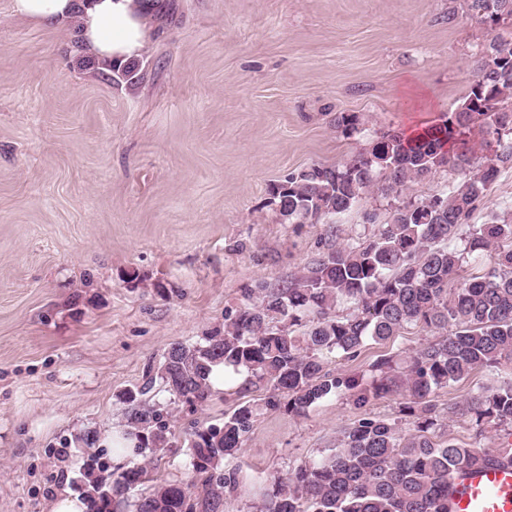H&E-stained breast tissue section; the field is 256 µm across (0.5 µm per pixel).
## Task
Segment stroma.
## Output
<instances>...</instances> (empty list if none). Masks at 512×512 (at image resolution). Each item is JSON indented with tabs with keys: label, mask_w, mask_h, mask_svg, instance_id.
<instances>
[{
	"label": "stroma",
	"mask_w": 512,
	"mask_h": 512,
	"mask_svg": "<svg viewBox=\"0 0 512 512\" xmlns=\"http://www.w3.org/2000/svg\"><path fill=\"white\" fill-rule=\"evenodd\" d=\"M0 0V512H48L98 436L109 466L125 428L119 393L139 385L170 344L223 325L242 289L291 278L318 253L372 235L368 194L339 224H284L271 187L333 165L388 131L409 132L454 111L492 31L467 0H159L160 36L138 78L68 54L62 35L13 18ZM340 112L368 119L348 136ZM512 215V169L474 212ZM417 329L368 345L353 370L433 341ZM512 369L478 370L437 392L440 424L457 444L494 448L507 427L476 433L449 403ZM268 389L182 405L165 480L191 478L184 439L248 401L260 411L226 512H251L267 479L334 447L359 411L332 399L298 416L264 406Z\"/></svg>",
	"instance_id": "obj_1"
}]
</instances>
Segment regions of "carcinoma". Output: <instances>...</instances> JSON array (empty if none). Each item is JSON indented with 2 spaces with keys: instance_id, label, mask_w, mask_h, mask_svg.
<instances>
[{
  "instance_id": "cac0c4a2",
  "label": "carcinoma",
  "mask_w": 512,
  "mask_h": 512,
  "mask_svg": "<svg viewBox=\"0 0 512 512\" xmlns=\"http://www.w3.org/2000/svg\"><path fill=\"white\" fill-rule=\"evenodd\" d=\"M467 2L470 15L492 30L512 22V0ZM473 66L462 103L421 136L409 141L387 132L366 152L290 173L272 187L278 215L290 224H336L374 187L394 204L372 236L318 254L287 282L242 289L224 330L194 344H171L143 383L120 396L128 456L151 460L173 447L168 417L180 404L221 397L211 381L221 366L244 376L245 388L270 387L271 409L304 415L333 398L362 408L398 394L410 425L358 415L330 452L271 476L259 512H450L457 477L491 463L512 464V444L491 453L436 434L437 390L482 368L512 366V218L470 223L501 171L512 169V36H494ZM365 122L357 113L336 116L347 135ZM475 126L482 138L471 144L464 134ZM447 167L456 178L442 190L401 198ZM484 256L490 257L484 273L466 275L470 262ZM407 329L440 336L406 356L400 350L382 356L367 381L359 372L328 367L333 352L355 361L368 344ZM156 391L166 400L149 398ZM448 412L469 418L479 432L512 427V383L482 387L449 404ZM257 415L253 405L240 404L222 423L188 433L190 482L160 480L135 498L132 492L150 481L148 467L133 462L104 476L91 454L75 489L88 512H224L241 473L224 463L241 455Z\"/></svg>"
}]
</instances>
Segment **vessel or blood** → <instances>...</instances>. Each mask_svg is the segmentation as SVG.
<instances>
[{
    "instance_id": "obj_1",
    "label": "vessel or blood",
    "mask_w": 512,
    "mask_h": 512,
    "mask_svg": "<svg viewBox=\"0 0 512 512\" xmlns=\"http://www.w3.org/2000/svg\"><path fill=\"white\" fill-rule=\"evenodd\" d=\"M451 512H512V466H491L457 481Z\"/></svg>"
}]
</instances>
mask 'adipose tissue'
<instances>
[{"label":"adipose tissue","instance_id":"obj_1","mask_svg":"<svg viewBox=\"0 0 512 512\" xmlns=\"http://www.w3.org/2000/svg\"><path fill=\"white\" fill-rule=\"evenodd\" d=\"M155 0H11L14 18L67 30V50L101 69L139 58L159 35Z\"/></svg>","mask_w":512,"mask_h":512}]
</instances>
